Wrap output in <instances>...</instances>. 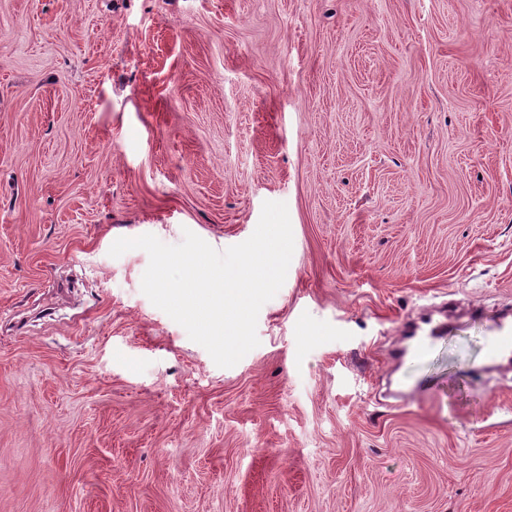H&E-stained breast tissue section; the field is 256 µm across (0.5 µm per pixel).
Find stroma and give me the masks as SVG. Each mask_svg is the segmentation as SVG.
Listing matches in <instances>:
<instances>
[{"label":"stroma","instance_id":"obj_1","mask_svg":"<svg viewBox=\"0 0 512 512\" xmlns=\"http://www.w3.org/2000/svg\"><path fill=\"white\" fill-rule=\"evenodd\" d=\"M267 201L292 259L221 368L109 249ZM506 308L512 0H0V512H512ZM512 361V325L501 323L492 329L487 341V368Z\"/></svg>","mask_w":512,"mask_h":512}]
</instances>
